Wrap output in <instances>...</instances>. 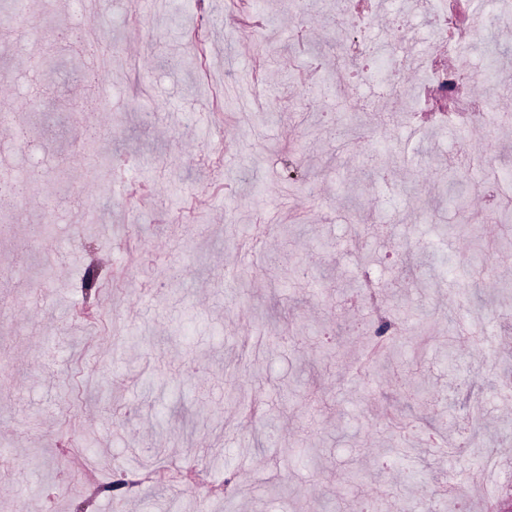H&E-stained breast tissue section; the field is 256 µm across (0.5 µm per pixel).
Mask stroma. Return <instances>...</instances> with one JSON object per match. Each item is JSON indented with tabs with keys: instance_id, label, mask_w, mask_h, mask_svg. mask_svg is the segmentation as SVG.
I'll use <instances>...</instances> for the list:
<instances>
[{
	"instance_id": "stroma-1",
	"label": "stroma",
	"mask_w": 512,
	"mask_h": 512,
	"mask_svg": "<svg viewBox=\"0 0 512 512\" xmlns=\"http://www.w3.org/2000/svg\"><path fill=\"white\" fill-rule=\"evenodd\" d=\"M205 3L0 29V149L43 169L0 210V512H448L488 454L512 491V20L455 59L492 121L438 125L336 70L391 68L422 9L355 37L348 0ZM65 29L116 57L96 139ZM153 470L184 480L107 490Z\"/></svg>"
}]
</instances>
